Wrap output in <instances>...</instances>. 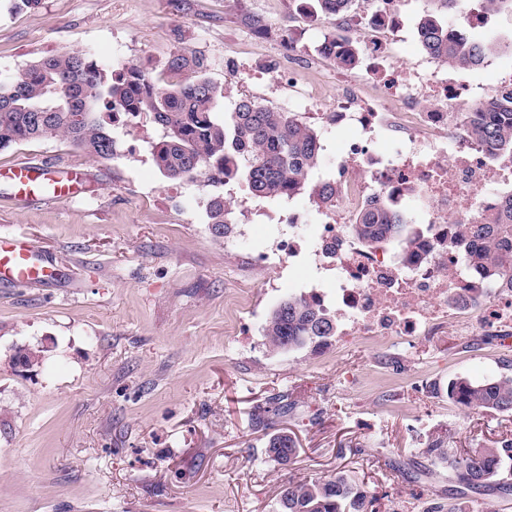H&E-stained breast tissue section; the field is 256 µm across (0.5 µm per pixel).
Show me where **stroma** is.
Here are the masks:
<instances>
[{
	"label": "stroma",
	"instance_id": "stroma-1",
	"mask_svg": "<svg viewBox=\"0 0 512 512\" xmlns=\"http://www.w3.org/2000/svg\"><path fill=\"white\" fill-rule=\"evenodd\" d=\"M288 24L313 76L303 92L283 71ZM334 31L299 0H39L23 11L0 0V78L71 51L156 76L178 51L206 61L218 112L243 98L321 112L336 64L316 46ZM112 134L109 160L60 139L0 151V169L30 159L91 173L61 203L22 204L0 183V231L24 233L57 270L48 283H0V512H276L281 485L339 473L364 492L366 512H512V494L470 491L453 458L425 453L439 438L454 449L512 442V414L467 411L445 392L458 377L512 376V344L476 331L406 350L272 349L271 312L319 280L317 212L298 257L272 253L289 205L308 206L311 191L260 203L240 181H172L151 154L160 127L144 117ZM219 191L250 207L221 238L206 217ZM21 346L39 349L40 363L16 364ZM283 393L288 415L254 427ZM282 430L297 452L278 464L266 449Z\"/></svg>",
	"mask_w": 512,
	"mask_h": 512
}]
</instances>
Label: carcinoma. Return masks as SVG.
Masks as SVG:
<instances>
[{"label":"carcinoma","instance_id":"1","mask_svg":"<svg viewBox=\"0 0 512 512\" xmlns=\"http://www.w3.org/2000/svg\"><path fill=\"white\" fill-rule=\"evenodd\" d=\"M315 14L350 11L354 0H311ZM447 23L434 13L423 15L417 33L432 57L470 67L486 58L489 43L482 38L448 37ZM185 73L193 78L181 79ZM219 88L205 73L199 57L173 52L165 74L151 76L129 64L110 74L80 52L44 56L15 75L0 80V150L34 140L60 138L75 151L100 159L116 154L112 126L143 115L153 118L163 136L151 146L160 172L171 180L199 177L226 185L242 175L251 195L260 200L290 199L309 183L322 145L318 132L291 112L255 100H240L217 117ZM470 136L501 154L512 153V112H468ZM228 202L210 197L208 223L222 237L228 231ZM458 245L470 247L469 261L488 281L512 286V200L494 224L460 225ZM425 232L409 222L405 212L388 202L368 206L352 225L362 246L377 249L392 243L415 245ZM270 346L290 351L319 343L336 334V321L319 301L290 296L273 310L263 326ZM448 399L463 409L512 413V377L448 382ZM508 447L470 448L454 459L456 481L482 491L500 483ZM296 443L286 432L268 442L267 455L288 462ZM366 496L346 478L319 477L288 484L279 493L278 512H364Z\"/></svg>","mask_w":512,"mask_h":512}]
</instances>
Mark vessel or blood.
<instances>
[{"instance_id":"b4317fda","label":"vessel or blood","mask_w":512,"mask_h":512,"mask_svg":"<svg viewBox=\"0 0 512 512\" xmlns=\"http://www.w3.org/2000/svg\"><path fill=\"white\" fill-rule=\"evenodd\" d=\"M9 178L22 197L41 196L59 201L77 195L87 180V172L72 164L57 170L28 161L10 167ZM54 278V266L24 235L0 233V281L14 284L46 283Z\"/></svg>"}]
</instances>
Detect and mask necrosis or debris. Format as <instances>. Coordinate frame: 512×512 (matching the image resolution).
Listing matches in <instances>:
<instances>
[{"mask_svg":"<svg viewBox=\"0 0 512 512\" xmlns=\"http://www.w3.org/2000/svg\"><path fill=\"white\" fill-rule=\"evenodd\" d=\"M407 0H375L358 23L336 18L335 36L319 47L356 39L366 65L360 75L341 67L328 127L350 137L336 164L333 194L315 237L325 247L323 268L332 293L312 290L331 305L339 344L362 340L418 343L472 326L512 335V290L485 285L478 269L446 246L459 223L485 224L512 194V156L490 159L467 133L459 107L481 111L486 102L512 97V68L494 69L474 83L457 67L401 62L397 41H386L402 20ZM388 201L430 227L408 251L363 249L350 226L368 204Z\"/></svg>","mask_w":512,"mask_h":512,"instance_id":"obj_1","label":"necrosis or debris"}]
</instances>
